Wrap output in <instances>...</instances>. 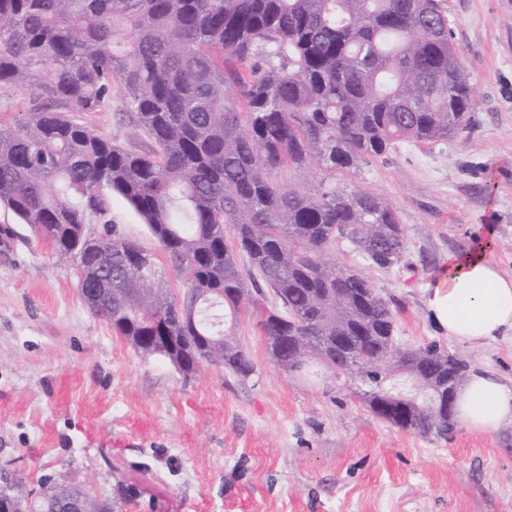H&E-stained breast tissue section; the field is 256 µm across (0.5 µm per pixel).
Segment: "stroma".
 <instances>
[{
    "instance_id": "stroma-1",
    "label": "stroma",
    "mask_w": 512,
    "mask_h": 512,
    "mask_svg": "<svg viewBox=\"0 0 512 512\" xmlns=\"http://www.w3.org/2000/svg\"><path fill=\"white\" fill-rule=\"evenodd\" d=\"M475 95L462 135L402 142L347 190L394 204L407 232L402 262L367 269L346 243L337 261L367 270L398 308L400 343H437L470 369L512 380V335L482 348L449 339L428 308L448 258L492 240L512 274V0H445ZM121 94L78 120L141 151ZM237 339L256 372L242 380L203 364L191 376L145 357L85 305L68 261L0 207V470L29 488L61 479L114 512H512V426L455 427L424 437L334 390L327 372L297 376L270 360L257 327L263 296Z\"/></svg>"
}]
</instances>
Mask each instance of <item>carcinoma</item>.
<instances>
[{
    "label": "carcinoma",
    "instance_id": "cac0c4a2",
    "mask_svg": "<svg viewBox=\"0 0 512 512\" xmlns=\"http://www.w3.org/2000/svg\"><path fill=\"white\" fill-rule=\"evenodd\" d=\"M33 86L38 104L0 126V205L96 278L112 241V287L91 312L137 351L183 375L219 364L254 374L235 329L251 292L279 306L258 322L272 362L346 377L377 417L423 436L454 427L442 397L467 365L434 344L405 347L397 313L361 270L399 263L396 208L356 174L402 141L462 133L474 109L443 0H0V86ZM123 93L122 117L151 139L133 151L77 122ZM316 165L309 189L272 178ZM122 198L157 242L153 253L112 224ZM234 229V242L224 225ZM164 255L166 262L159 260ZM186 277L177 299L165 264ZM30 512H108V501L48 480L33 492L6 473Z\"/></svg>",
    "mask_w": 512,
    "mask_h": 512
}]
</instances>
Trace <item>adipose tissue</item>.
Listing matches in <instances>:
<instances>
[{
  "instance_id": "obj_1",
  "label": "adipose tissue",
  "mask_w": 512,
  "mask_h": 512,
  "mask_svg": "<svg viewBox=\"0 0 512 512\" xmlns=\"http://www.w3.org/2000/svg\"><path fill=\"white\" fill-rule=\"evenodd\" d=\"M428 305L450 338L487 344L512 334V274L492 260L490 244H477L449 260ZM455 410L471 432L491 434L512 425V381L487 370L471 372L456 393Z\"/></svg>"
}]
</instances>
